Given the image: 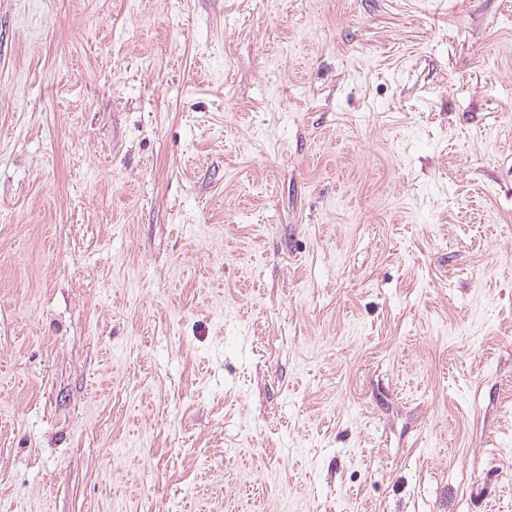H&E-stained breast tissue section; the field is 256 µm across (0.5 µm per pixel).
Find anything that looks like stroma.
Instances as JSON below:
<instances>
[{
	"label": "stroma",
	"instance_id": "stroma-1",
	"mask_svg": "<svg viewBox=\"0 0 512 512\" xmlns=\"http://www.w3.org/2000/svg\"><path fill=\"white\" fill-rule=\"evenodd\" d=\"M0 512H512V0H0Z\"/></svg>",
	"mask_w": 512,
	"mask_h": 512
}]
</instances>
